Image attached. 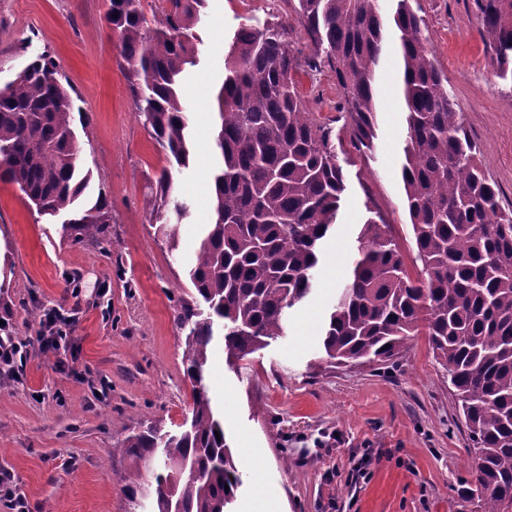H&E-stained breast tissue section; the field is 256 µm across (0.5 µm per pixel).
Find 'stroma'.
I'll return each instance as SVG.
<instances>
[{
    "label": "stroma",
    "mask_w": 512,
    "mask_h": 512,
    "mask_svg": "<svg viewBox=\"0 0 512 512\" xmlns=\"http://www.w3.org/2000/svg\"><path fill=\"white\" fill-rule=\"evenodd\" d=\"M107 0H0V83L46 53L72 87L77 166L89 172V199L112 212L107 242L75 241L47 220L18 186L0 180V318L27 347L22 364L0 370V469L12 472L31 512H147L153 488L125 492L118 439L152 423L177 431L192 406L183 331L175 322L193 287L187 271L211 223L217 95L237 29L284 18L293 47L309 42L297 0H206L196 27L198 63L184 82L193 155L172 168L190 213L178 247L155 235L147 187L165 152L136 116L116 40L105 28ZM438 68L481 150L485 171L512 207V83L498 78L479 35L476 0H417ZM387 50L378 66L376 139L357 151L330 69L300 67L306 111L330 124L346 191L323 241L314 289L288 314L284 336L235 364L212 346L207 385L224 414L233 451L264 452L262 480L245 474L233 504L249 512L261 488L282 512H460L471 479L472 442L459 403L426 337L371 367L326 362L328 313L357 255L370 212L391 224L406 262L415 244L401 178L407 114ZM63 319L64 340L43 353L42 319Z\"/></svg>",
    "instance_id": "35a3bbf8"
}]
</instances>
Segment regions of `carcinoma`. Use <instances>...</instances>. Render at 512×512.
<instances>
[{"mask_svg":"<svg viewBox=\"0 0 512 512\" xmlns=\"http://www.w3.org/2000/svg\"><path fill=\"white\" fill-rule=\"evenodd\" d=\"M147 18L142 0H109L107 28L128 66L137 117L177 166L192 146L181 89L197 63L195 28L205 0H162ZM312 54L288 42V21L244 25L224 59L213 172L214 221L190 269L195 300L177 311L186 331L182 363L192 407L176 433L155 425L118 441L125 480L137 499L154 465L153 512H232L243 485L224 419L214 411L205 371L215 325L227 361H239L284 333L288 310L312 291L318 249L346 190L329 124L304 111L294 74L329 67L348 105L353 144L370 149L377 66L393 22L407 109L401 176L421 267L408 271L391 225L373 219L357 237L359 257L329 314L322 346L338 364L393 358L415 336L428 338L461 403L475 449V512L512 503V208L501 204L480 148L470 137L447 77L435 66L414 0H297ZM480 37L499 76L512 79V0H477ZM40 56L0 86V178L18 185L37 213L68 215L74 239L103 242L112 215L104 197L80 198L90 181L76 164L74 104ZM147 202L158 232L176 249L188 214L164 168Z\"/></svg>","mask_w":512,"mask_h":512,"instance_id":"carcinoma-1","label":"carcinoma"}]
</instances>
